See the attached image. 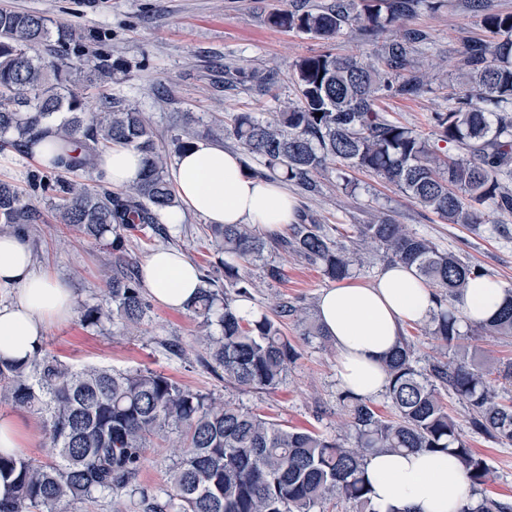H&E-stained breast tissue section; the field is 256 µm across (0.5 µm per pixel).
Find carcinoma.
Instances as JSON below:
<instances>
[{"mask_svg":"<svg viewBox=\"0 0 512 512\" xmlns=\"http://www.w3.org/2000/svg\"><path fill=\"white\" fill-rule=\"evenodd\" d=\"M472 2L492 38L467 46L465 89L448 98L447 111L434 113V140L376 110L382 91L413 98L424 90L425 75L413 50L427 35L411 28L386 43L375 62L332 53L299 60L297 101L269 119L240 112L224 136L262 159L263 168L250 174L291 182L304 193L317 192L327 164L338 161L385 179L450 224L480 223V206L487 202L511 215L512 14L490 11L487 0ZM432 6L433 0H334L316 11L273 12L268 23L327 40L358 23L371 36ZM85 40L82 29L0 9V150H27L52 140L57 177L33 176L32 190L49 194L60 222L85 236L99 241L116 233L112 247L120 251L118 232L132 224L165 231L161 216L178 198L142 113L116 109L107 100L90 111L88 89L121 65L106 57L86 63ZM114 144L142 154L136 184L114 192L67 179L98 172L102 150ZM39 220L37 206L0 180V225L21 230ZM355 228L362 250L414 267L437 289L430 335L451 352L448 360L422 372L401 340L385 361L393 416L382 417L370 400L341 392L351 431L344 443L266 419L153 371L75 369L38 356L25 364L0 360V398L46 416L53 452L47 462L21 452L0 454V512H67L76 502L126 492L157 440L167 443L171 465L165 499L149 512H317L331 498L347 503L351 512H376L364 469L367 455L376 450L452 453L472 492H478L490 468L459 432L442 394L467 408L475 432L512 444V396H503L512 386V361L495 368L494 385L490 372L462 350L470 335L512 337V288L495 319L468 322L464 332L454 301L469 279L485 275L481 267L382 212ZM206 234L222 254L224 284L201 276L199 293L188 306L200 327L196 339L223 369L225 381L243 390L273 391L298 357L282 325L299 310L285 301L272 317L243 315L253 283L240 269L261 261L266 279L283 278L281 266L265 259L269 239L336 281L353 275L354 254L303 215L286 232L266 238L251 224H209ZM111 295L112 319L128 331L137 329L147 303L139 277L122 255L112 265ZM215 324L218 335L211 332ZM462 512H512V504L481 496Z\"/></svg>","mask_w":512,"mask_h":512,"instance_id":"obj_1","label":"carcinoma"}]
</instances>
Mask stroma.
<instances>
[{"label": "stroma", "mask_w": 512, "mask_h": 512, "mask_svg": "<svg viewBox=\"0 0 512 512\" xmlns=\"http://www.w3.org/2000/svg\"><path fill=\"white\" fill-rule=\"evenodd\" d=\"M296 2L314 9L330 0H0V8L41 14L89 31L86 58L103 54L123 67L122 73L102 83L101 94L141 112L160 148L168 151L174 136L185 132L194 134L196 141L210 142V129L230 125L237 113L254 112L267 118L282 111L297 99L293 69L299 59L327 51L375 54L393 37L389 29L369 36L354 27L329 43L269 25L270 13ZM407 25L428 36L415 56L426 73V89L409 99L382 94L376 106L390 119L428 137L433 113L445 111L449 97L463 90L460 73L468 42L483 38L485 30L470 0H444L438 9H421ZM298 201L301 210L328 232H340L342 245H350L355 225L367 223L373 210L380 208L440 249L512 287V215L492 205L483 206L480 225L451 224L381 178L349 171L338 162L330 164L319 193L299 195ZM39 208L40 221L26 231L34 262L52 269L73 288L78 310L71 320L47 329L41 355L57 357L75 368L153 371L289 427L348 436L339 401L336 350L321 338H304L296 318H289L283 331L298 357L283 383L271 392L243 391L226 383L223 370L197 343L198 324L188 311L151 303L132 334L106 320L83 322L80 311L112 307L105 278L115 258L111 240L95 241L57 223L47 202H40ZM206 225L205 218L190 213L179 229L165 235L145 226L127 231L123 252L137 264L152 249L176 248L208 270L216 261V251L205 236ZM266 258L281 265L284 277L277 283L267 281L258 262L243 267V275L253 283V309L269 315L286 300L315 317L319 294L332 287V280L293 254L273 248ZM403 334L417 368L426 370L447 360V350L429 334L427 323L408 324ZM445 401L462 434L492 471L483 493L512 502V445L475 433L467 409L453 396ZM2 416L25 422L27 456L43 462L51 459L42 414L19 412L0 401ZM168 463L166 449H150L137 490L78 503L74 512H146L153 499L163 496Z\"/></svg>", "instance_id": "1"}]
</instances>
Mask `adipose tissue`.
Masks as SVG:
<instances>
[{"instance_id": "obj_1", "label": "adipose tissue", "mask_w": 512, "mask_h": 512, "mask_svg": "<svg viewBox=\"0 0 512 512\" xmlns=\"http://www.w3.org/2000/svg\"><path fill=\"white\" fill-rule=\"evenodd\" d=\"M141 157L128 146L103 152L98 169L116 187L134 183ZM176 193L180 206L165 212L168 224L182 223L186 213L211 224H260L277 231L297 219V201L281 183L246 172L241 157L218 145H198L176 156ZM141 284L159 304L184 309L196 294L200 272L181 251L159 249L140 264ZM0 359L24 363L34 357L49 326L68 321L75 296L59 277L38 270L28 239L0 235ZM505 298L503 286L487 277L470 280L456 308L469 321L491 320ZM434 291L410 267L384 265L368 283L356 280L324 289L317 319L336 349L340 386L370 398L384 391V361L409 322L428 320ZM365 476L377 512H460L469 500L468 480L457 459L444 452L376 451L366 459Z\"/></svg>"}]
</instances>
